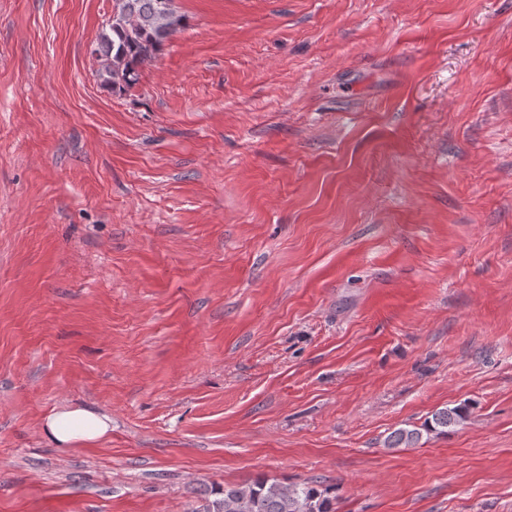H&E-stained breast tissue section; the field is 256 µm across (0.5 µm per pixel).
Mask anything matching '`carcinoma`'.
I'll list each match as a JSON object with an SVG mask.
<instances>
[{
    "instance_id": "cac0c4a2",
    "label": "carcinoma",
    "mask_w": 512,
    "mask_h": 512,
    "mask_svg": "<svg viewBox=\"0 0 512 512\" xmlns=\"http://www.w3.org/2000/svg\"><path fill=\"white\" fill-rule=\"evenodd\" d=\"M174 0H113L108 19L93 50L98 62L96 76L101 83L124 91L138 80L139 66L156 54L183 28V18L173 6ZM465 406L436 410L421 427H400L387 439L390 448H411L423 433H448L463 423ZM204 512H332L327 490L314 482L284 485L266 477L244 486H226L221 498L211 501Z\"/></svg>"
}]
</instances>
